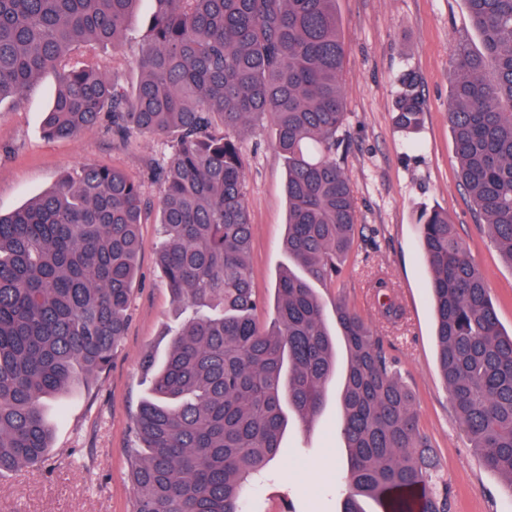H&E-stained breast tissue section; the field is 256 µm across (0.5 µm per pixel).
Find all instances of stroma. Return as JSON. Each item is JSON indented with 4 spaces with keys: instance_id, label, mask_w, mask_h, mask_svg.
Wrapping results in <instances>:
<instances>
[{
    "instance_id": "35a3bbf8",
    "label": "stroma",
    "mask_w": 512,
    "mask_h": 512,
    "mask_svg": "<svg viewBox=\"0 0 512 512\" xmlns=\"http://www.w3.org/2000/svg\"><path fill=\"white\" fill-rule=\"evenodd\" d=\"M154 9L153 0H141L121 50L84 44L73 50L72 60L135 86L140 37ZM336 13L347 37L343 87L349 113L336 157L351 181L362 229L341 276L315 286L324 320L335 327L336 301L345 299L398 359L421 427L456 493L452 512H512V485L482 466L438 370L431 271L419 244L421 209L447 210L485 276L501 326L512 330V265L501 258L459 182L447 117L456 47L463 42L480 49V38L464 0H336ZM407 72L418 76L425 100L422 124L409 135L394 123L399 78ZM56 84L49 71L21 102H0V213L18 209L83 165L123 169L142 182L146 200L157 203L161 187L147 180L146 166L168 156L167 143L135 135L121 144L100 127L73 139L45 138L42 123ZM273 137L263 121L242 138L253 222L248 263L260 301L257 317L264 323L274 316L276 281L288 266L286 173ZM141 238L128 329L111 365L46 400L52 454L39 471L0 474V512H131L128 450L137 409L150 393L143 360L164 353V333L181 320L156 264L158 225H142ZM380 273L404 310L394 324L380 315L370 288ZM342 384V376L333 378L311 425L290 417L279 455L246 489V512H340L351 487L337 433Z\"/></svg>"
}]
</instances>
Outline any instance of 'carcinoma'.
Wrapping results in <instances>:
<instances>
[{"label":"carcinoma","instance_id":"obj_1","mask_svg":"<svg viewBox=\"0 0 512 512\" xmlns=\"http://www.w3.org/2000/svg\"><path fill=\"white\" fill-rule=\"evenodd\" d=\"M140 0H0V102L52 70L49 139L104 125L112 139L169 145L148 176L162 195L156 262L190 316L170 333L151 396L139 405L129 478L132 512H244V482L277 456L288 412H320L336 370L332 335L311 282L337 278L361 225L336 159L346 126V37L336 0H156L128 91L69 59L95 43L119 50ZM481 50L456 49L448 123L461 184L512 266V0H464ZM491 72L493 79L485 78ZM397 128L417 129L424 100L409 72ZM267 120L287 178L288 257L269 325L254 313L242 137ZM151 204L119 168L84 165L28 205L0 214V473L48 455L43 402L99 374L128 321L140 226ZM420 243L432 272L438 367L483 465L512 489V334L448 212L423 209ZM381 315L402 307L383 278ZM348 353L339 434L351 490L341 512H451L452 493L420 427L396 360L348 305L336 302Z\"/></svg>","mask_w":512,"mask_h":512}]
</instances>
